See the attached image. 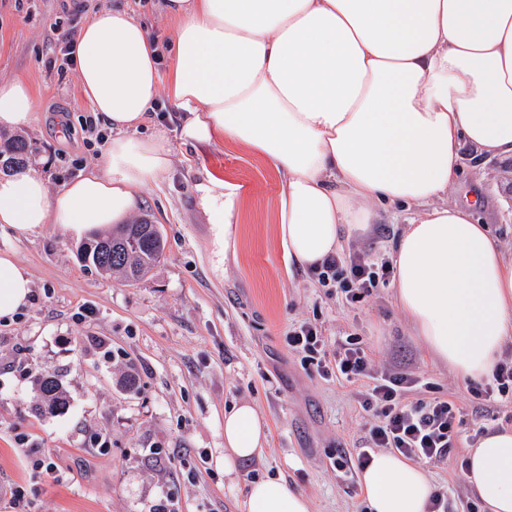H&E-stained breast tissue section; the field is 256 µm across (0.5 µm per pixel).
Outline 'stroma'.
<instances>
[{
	"label": "stroma",
	"instance_id": "stroma-1",
	"mask_svg": "<svg viewBox=\"0 0 512 512\" xmlns=\"http://www.w3.org/2000/svg\"><path fill=\"white\" fill-rule=\"evenodd\" d=\"M0 0V81L29 83L37 122L26 136L32 169L59 189L94 167L101 145L84 146L90 109L75 68L47 64L57 33L79 32L101 6L139 15L162 50L168 74L176 24L163 0ZM461 171L449 202L477 193L476 216L512 258V158H484L460 148ZM207 171L236 179L248 195L239 221V251L223 278L209 267V226L194 185ZM279 184L247 148L228 143L198 151L177 145L161 186L140 194L139 213L166 240L160 263L141 282L125 284L80 259L76 239L52 228L33 235L0 231V251L30 272L32 298L15 320H0V512L10 488L23 487L32 512H149L166 501L175 512H245L251 480L281 476L312 502V512H367L357 472L339 467L356 454L370 416L357 384L305 369L288 347L293 324L316 325L328 351L358 341L376 369L413 372L408 402L452 400L462 411L448 461L429 466L448 512H484L462 479L466 450L479 428L512 426V403L486 401L484 382L458 377L431 357L397 309L393 285L350 305L292 269L272 240ZM406 214L379 212L370 231L351 239L369 258L390 256ZM58 372L64 409L43 414L37 379ZM135 376L137 391L127 390ZM254 402L268 423L261 458L224 472V411ZM44 449L53 473L34 468L24 451Z\"/></svg>",
	"mask_w": 512,
	"mask_h": 512
}]
</instances>
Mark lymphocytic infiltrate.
Returning <instances> with one entry per match:
<instances>
[{
  "mask_svg": "<svg viewBox=\"0 0 512 512\" xmlns=\"http://www.w3.org/2000/svg\"><path fill=\"white\" fill-rule=\"evenodd\" d=\"M315 273L321 284L337 283L352 305L389 283L394 267L388 259L372 260L352 251L327 257ZM286 340L303 364L315 368L319 375L336 374L351 383L365 377L373 381L371 388L357 394L358 403L372 420L364 446L356 456L346 457L347 466L364 469L377 448L434 464L449 457L459 433L457 409L452 402L404 403L405 393L417 383L415 377L407 372L376 370L365 348L357 342L336 357H328L324 340L311 323L289 328Z\"/></svg>",
  "mask_w": 512,
  "mask_h": 512,
  "instance_id": "1",
  "label": "lymphocytic infiltrate"
}]
</instances>
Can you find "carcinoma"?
I'll use <instances>...</instances> for the list:
<instances>
[{"mask_svg": "<svg viewBox=\"0 0 512 512\" xmlns=\"http://www.w3.org/2000/svg\"><path fill=\"white\" fill-rule=\"evenodd\" d=\"M35 148L21 135L0 140V170L14 172L27 166ZM165 250L164 237L154 224L142 218L132 224H122L107 238H94L84 243L83 262L102 273L118 271L129 283L142 279L161 259ZM39 391L47 413H54L65 405L66 397L59 378L47 374L38 380Z\"/></svg>", "mask_w": 512, "mask_h": 512, "instance_id": "obj_1", "label": "carcinoma"}]
</instances>
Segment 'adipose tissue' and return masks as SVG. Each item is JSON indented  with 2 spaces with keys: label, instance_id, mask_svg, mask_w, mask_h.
<instances>
[{
  "label": "adipose tissue",
  "instance_id": "ef3b65f1",
  "mask_svg": "<svg viewBox=\"0 0 512 512\" xmlns=\"http://www.w3.org/2000/svg\"><path fill=\"white\" fill-rule=\"evenodd\" d=\"M175 19L168 78L139 19L104 7L76 38L77 77L109 132L98 165L59 190L40 173L0 177V226L28 235L103 232L129 219L143 187L173 166L153 123L160 86L193 149L247 147L277 174L276 237L297 268L366 234L380 209L409 212L391 259L398 309L427 351L463 378L491 375L512 335V259L449 203L459 147L512 155V0H166ZM37 119L31 87L0 81V130ZM216 277L237 251L242 184L194 185ZM28 270L0 253V319L27 305ZM266 425L248 401L224 412V471L260 457ZM487 512H512V427L489 429L462 470ZM371 512H426L424 463L382 451L359 476ZM246 512H311L278 476L250 483Z\"/></svg>",
  "mask_w": 512,
  "mask_h": 512
}]
</instances>
